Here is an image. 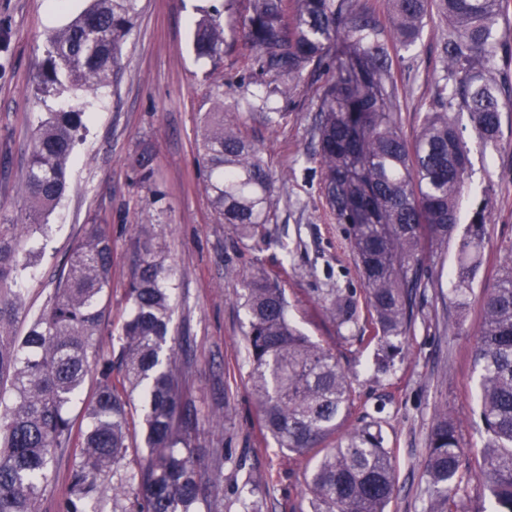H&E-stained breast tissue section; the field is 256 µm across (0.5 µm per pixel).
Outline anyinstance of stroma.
<instances>
[{
  "label": "stroma",
  "mask_w": 512,
  "mask_h": 512,
  "mask_svg": "<svg viewBox=\"0 0 512 512\" xmlns=\"http://www.w3.org/2000/svg\"><path fill=\"white\" fill-rule=\"evenodd\" d=\"M88 0H0V209L25 213L24 190L32 137L47 112L67 106V98H46L36 88V72L50 34L82 11ZM224 0H141L136 25L110 83L86 108L89 119L68 168V188L48 216L47 236L38 240L40 258L11 287L22 298L13 322L24 335L48 304L55 278L76 246L84 225H107L112 236V280L96 346L102 358L118 359L121 326L127 317V290L139 263L134 227L152 224L159 255L172 273L175 300L171 334L183 341L192 377L185 400L196 411L195 454L212 469L216 449L226 456L224 482L200 512H242L240 490L251 482L265 501L264 512H309L305 474L309 458L288 455L260 429V410L250 380L244 333L248 315L239 300L241 275L262 265L286 291L288 317L306 336L334 354L354 389L348 427L374 422L395 456V491L386 512H428L424 460L439 406L460 425L464 449L484 441L478 420L477 378L472 351L481 323V296L491 285L512 244V109L504 110L496 150L483 152L467 115H459L472 167L466 178L462 213L481 201L491 211L483 263L465 314L450 304L451 272L457 244L431 263L434 285L387 373L374 369L379 341H359L337 329L324 310L335 289L362 291L356 256L330 212L320 185L314 120L322 80L310 77L288 98L272 104L286 117L274 124L259 108L266 79L252 65L253 51L238 35L234 16L222 15L229 29L212 82L209 61L192 49L193 22L203 8ZM442 26L433 20L408 49L398 76L405 97L398 116L401 132L414 139L436 77L435 56ZM223 91L231 116L258 146L274 179L279 200L267 224L272 242L237 235L215 213L196 169L203 117L216 91ZM149 150L156 163V187L136 175V159ZM129 450L124 470L139 472L147 449L142 431V398L125 393ZM224 418L222 432L207 418ZM79 455L77 444L58 451L40 512H59Z\"/></svg>",
  "instance_id": "1"
}]
</instances>
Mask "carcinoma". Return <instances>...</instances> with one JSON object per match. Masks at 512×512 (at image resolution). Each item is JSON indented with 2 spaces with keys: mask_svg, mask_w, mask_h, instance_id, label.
Here are the masks:
<instances>
[{
  "mask_svg": "<svg viewBox=\"0 0 512 512\" xmlns=\"http://www.w3.org/2000/svg\"><path fill=\"white\" fill-rule=\"evenodd\" d=\"M387 16L366 0H249L239 18L255 50L254 65L288 97L307 74L329 75L315 118L321 189L355 253L366 305L388 348L415 323L420 289L431 279L430 257L457 240L451 304L469 303L489 240L488 201L460 222L470 150L456 116L467 113L477 141L498 145L502 109L512 107V44L499 35L503 0H385ZM139 0H91L88 8L49 36L38 89L76 103L50 113L33 138L26 171L32 210L23 222L0 211V290L19 275L20 240L43 235L45 215L65 193L67 166L85 129L87 103L117 71L138 17ZM446 22L428 107L416 138L398 126L402 89L395 59L433 18ZM226 41L216 8L195 22L197 57L220 60ZM199 146L203 182L216 213L244 237L270 223L277 206L268 165L229 118L216 94ZM141 182L154 177V156L137 160ZM137 273L128 290L130 313L121 330L120 366L142 394L148 458L141 473L120 470L127 451L126 401L112 388V361L97 355L110 285L112 239L88 224L60 269L47 310L25 336L7 326L19 296L0 294V383H9L10 419L0 431V512H38L55 453L71 443V407L89 371L97 389L84 409L89 425L72 469L61 512H85L99 498V480L112 475V512H200L222 479V460L206 473L194 458L196 415L183 402L188 359L168 344L173 287L153 244V225L138 224ZM482 298L483 326L474 347L478 415L486 434L479 456L494 512H512V245ZM249 316L246 351L261 407V426L281 448L323 453L307 475L311 512H385L395 485L394 454L366 423L339 432L353 404L352 384L336 358L288 319L283 288L260 266L242 277ZM327 315L339 328L355 326L359 301L337 290ZM424 461L440 508L458 512L471 466L457 421L436 413Z\"/></svg>",
  "mask_w": 512,
  "mask_h": 512,
  "instance_id": "carcinoma-1",
  "label": "carcinoma"
}]
</instances>
